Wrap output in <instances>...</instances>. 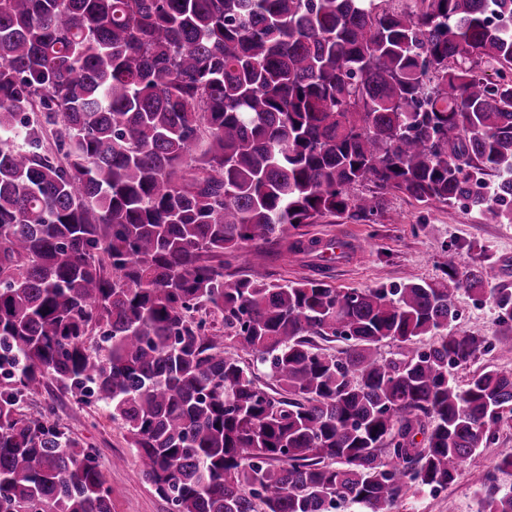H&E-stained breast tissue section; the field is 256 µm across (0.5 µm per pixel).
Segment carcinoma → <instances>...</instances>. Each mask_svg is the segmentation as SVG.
<instances>
[{
	"label": "carcinoma",
	"mask_w": 512,
	"mask_h": 512,
	"mask_svg": "<svg viewBox=\"0 0 512 512\" xmlns=\"http://www.w3.org/2000/svg\"><path fill=\"white\" fill-rule=\"evenodd\" d=\"M509 73L512 0H0V512H112L95 449L22 410L52 384L111 409L170 512L452 484L512 423V372H449L487 346L453 331L461 290L512 351L491 264L360 290L224 268L391 192L511 222ZM495 469L475 512H512V448Z\"/></svg>",
	"instance_id": "cac0c4a2"
}]
</instances>
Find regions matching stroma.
Listing matches in <instances>:
<instances>
[{
    "mask_svg": "<svg viewBox=\"0 0 512 512\" xmlns=\"http://www.w3.org/2000/svg\"><path fill=\"white\" fill-rule=\"evenodd\" d=\"M307 235L331 237L352 234L366 244L365 252L349 256L332 271L334 282L343 288H370L396 284L409 278L426 281L441 277L447 250H455L460 265L475 263L479 255L490 257L494 270L492 286L512 288V223L491 214H479L465 203L420 204L402 195H387L383 212L374 220L329 218L321 224H305ZM235 270L255 269L277 280H301L318 275L316 259L295 255L268 260L256 246L241 250ZM458 332L494 336L497 314L490 301H476L458 292L454 299ZM53 405L55 418L72 436L95 448L104 477L112 488V512H169L141 472V466L124 431L112 421L108 409L97 403H78L67 392L49 387L26 406L34 411ZM512 448V429H501L491 447L471 457L455 481L437 493L409 494L399 512H474L475 493L485 474L493 470L498 449Z\"/></svg>",
    "mask_w": 512,
    "mask_h": 512,
    "instance_id": "35a3bbf8",
    "label": "stroma"
}]
</instances>
